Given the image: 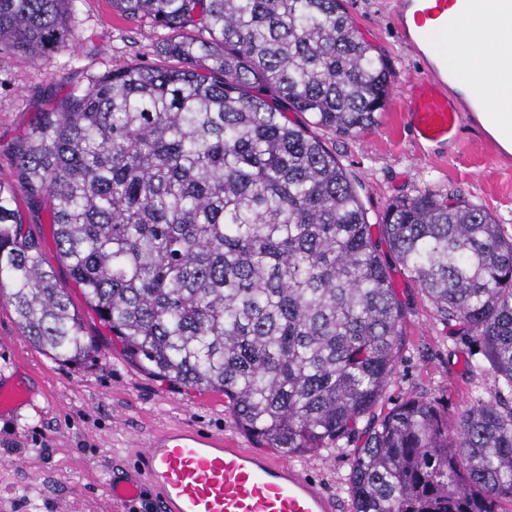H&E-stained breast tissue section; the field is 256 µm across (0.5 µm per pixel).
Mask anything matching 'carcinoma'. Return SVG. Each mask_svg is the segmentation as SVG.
Returning a JSON list of instances; mask_svg holds the SVG:
<instances>
[{
  "label": "carcinoma",
  "instance_id": "obj_1",
  "mask_svg": "<svg viewBox=\"0 0 512 512\" xmlns=\"http://www.w3.org/2000/svg\"><path fill=\"white\" fill-rule=\"evenodd\" d=\"M73 0H0V51L74 41ZM165 29L182 65H130L41 112L0 182V283L24 336L94 359L67 288L24 231L17 188L49 212L58 262L122 355L224 394L289 456L356 444L354 512H501L512 502V238L485 209L426 190L379 236L316 127L377 122L392 80L343 0H112ZM393 254L498 383L448 433L435 403L378 416L401 345Z\"/></svg>",
  "mask_w": 512,
  "mask_h": 512
}]
</instances>
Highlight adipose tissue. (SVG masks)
<instances>
[{"label": "adipose tissue", "mask_w": 512, "mask_h": 512, "mask_svg": "<svg viewBox=\"0 0 512 512\" xmlns=\"http://www.w3.org/2000/svg\"><path fill=\"white\" fill-rule=\"evenodd\" d=\"M504 28L492 15L477 16L463 22L448 35V49L456 64L478 72L480 88L490 90L498 107L496 122L481 121V128L500 146L512 153V91H504L498 83L497 63L491 46L501 41Z\"/></svg>", "instance_id": "adipose-tissue-1"}]
</instances>
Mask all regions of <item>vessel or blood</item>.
Returning <instances> with one entry per match:
<instances>
[{"label":"vessel or blood","instance_id":"1","mask_svg":"<svg viewBox=\"0 0 512 512\" xmlns=\"http://www.w3.org/2000/svg\"><path fill=\"white\" fill-rule=\"evenodd\" d=\"M493 14L512 24V0H395L393 18L424 67L406 103L417 135L451 140L462 116L490 111L471 71L448 63L439 46L449 28L466 17ZM494 54L503 84L512 86V37ZM35 396L22 383L0 380V414L20 415ZM143 476H115L107 486L117 504L155 498L161 512H334L335 503L287 459L261 455L223 436L190 426L165 429L141 450Z\"/></svg>","mask_w":512,"mask_h":512}]
</instances>
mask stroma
<instances>
[{
  "label": "stroma",
  "instance_id": "1",
  "mask_svg": "<svg viewBox=\"0 0 512 512\" xmlns=\"http://www.w3.org/2000/svg\"><path fill=\"white\" fill-rule=\"evenodd\" d=\"M393 0H345L354 25L382 55L393 90L373 127L341 137L317 136L348 173L369 223H380L396 200L427 189L460 194L488 209L512 235V156H503L480 125L463 119L454 141L417 140L404 112L410 81L422 69L398 34ZM74 45L35 63L0 53V181L16 180V147L39 112L96 77L133 64L175 67L159 52L167 31L115 14L110 0H74ZM24 228L38 238L49 261L57 249L45 207L20 194ZM389 278L403 309L402 347L389 379L383 408L420 397L434 400L449 421L472 400L494 401L490 372L473 370L471 347L443 320L435 305L397 259ZM70 296L90 335L99 337L92 363L75 366L50 359L18 329L7 291H0V372L29 384L38 406L23 418L0 417V512H124L106 496L114 474L138 466V449L159 430L191 425L218 432L237 446L260 451L238 429L223 394L172 385L133 368L106 339L105 328L87 308L78 287ZM350 449L293 464L353 512L345 491Z\"/></svg>",
  "mask_w": 512,
  "mask_h": 512
}]
</instances>
